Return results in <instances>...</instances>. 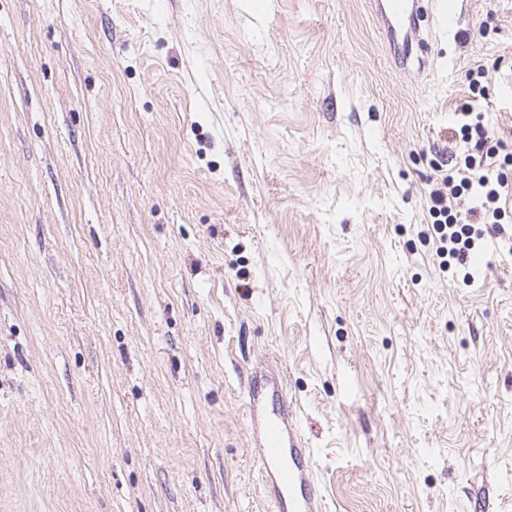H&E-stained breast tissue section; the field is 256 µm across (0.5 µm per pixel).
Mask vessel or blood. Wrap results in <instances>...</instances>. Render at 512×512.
I'll return each mask as SVG.
<instances>
[{
    "label": "vessel or blood",
    "mask_w": 512,
    "mask_h": 512,
    "mask_svg": "<svg viewBox=\"0 0 512 512\" xmlns=\"http://www.w3.org/2000/svg\"><path fill=\"white\" fill-rule=\"evenodd\" d=\"M432 4L436 29H454L459 0H432ZM372 11L388 43L398 49L403 60L426 65L429 39L420 23L425 11L422 0H372ZM262 392V387H254L249 415L255 462L265 476V487L275 498L278 512H320L314 461L297 434L288 404L280 402L275 413L261 415Z\"/></svg>",
    "instance_id": "b4317fda"
}]
</instances>
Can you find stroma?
I'll list each match as a JSON object with an SVG mask.
<instances>
[{
    "mask_svg": "<svg viewBox=\"0 0 512 512\" xmlns=\"http://www.w3.org/2000/svg\"><path fill=\"white\" fill-rule=\"evenodd\" d=\"M460 2L418 74L369 0H0V512H275L259 373L324 512H512V216L429 214L461 108L512 179V0Z\"/></svg>",
    "mask_w": 512,
    "mask_h": 512,
    "instance_id": "1",
    "label": "stroma"
}]
</instances>
